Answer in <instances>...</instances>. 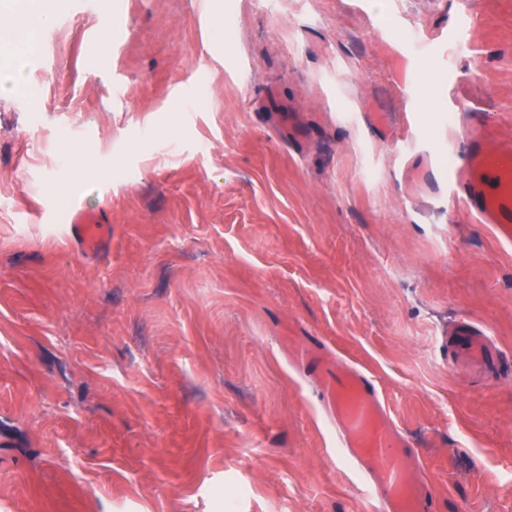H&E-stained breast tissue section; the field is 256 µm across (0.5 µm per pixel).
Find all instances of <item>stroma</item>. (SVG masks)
Returning <instances> with one entry per match:
<instances>
[{
    "instance_id": "1",
    "label": "stroma",
    "mask_w": 512,
    "mask_h": 512,
    "mask_svg": "<svg viewBox=\"0 0 512 512\" xmlns=\"http://www.w3.org/2000/svg\"><path fill=\"white\" fill-rule=\"evenodd\" d=\"M477 13L61 0L0 98V512H376L312 340L374 376L437 512H512V245L448 195L464 127L512 139V0ZM65 140L99 170L52 197ZM464 322L487 376L449 368ZM67 223L70 224L73 234L87 238L91 231L97 227L96 224H103V221L97 214L75 209L68 215Z\"/></svg>"
}]
</instances>
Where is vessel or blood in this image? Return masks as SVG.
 <instances>
[{
  "mask_svg": "<svg viewBox=\"0 0 512 512\" xmlns=\"http://www.w3.org/2000/svg\"><path fill=\"white\" fill-rule=\"evenodd\" d=\"M468 149L448 173V186L460 193L467 208L512 241V144L490 145L484 131L466 134ZM101 218L80 209L67 222L73 234L88 237ZM494 354L484 332L465 325L453 343L452 366L474 373L490 371ZM320 398L336 422L342 453L358 465L366 494L384 512H435V496L422 468L412 464V449L387 418L375 380L346 363L320 360Z\"/></svg>",
  "mask_w": 512,
  "mask_h": 512,
  "instance_id": "1",
  "label": "vessel or blood"
}]
</instances>
